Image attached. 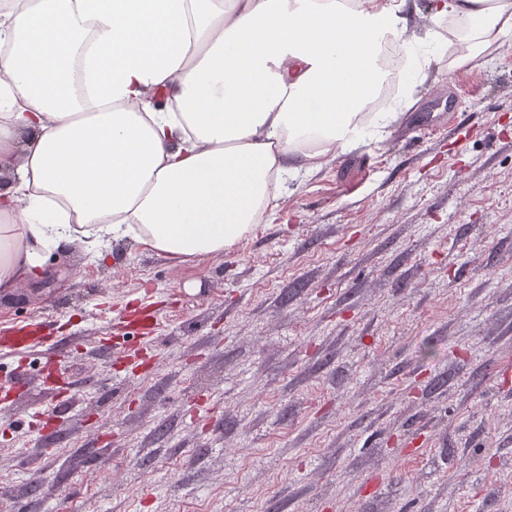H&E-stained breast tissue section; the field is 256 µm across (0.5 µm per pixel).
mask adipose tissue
I'll return each mask as SVG.
<instances>
[{
    "label": "adipose tissue",
    "mask_w": 512,
    "mask_h": 512,
    "mask_svg": "<svg viewBox=\"0 0 512 512\" xmlns=\"http://www.w3.org/2000/svg\"><path fill=\"white\" fill-rule=\"evenodd\" d=\"M414 0H0V293L92 239L179 263L274 214L284 176L383 137L363 111L393 41L416 69ZM448 69L512 34V0H436ZM166 96L154 110L144 93Z\"/></svg>",
    "instance_id": "obj_1"
}]
</instances>
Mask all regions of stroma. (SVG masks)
<instances>
[{
    "label": "stroma",
    "instance_id": "obj_1",
    "mask_svg": "<svg viewBox=\"0 0 512 512\" xmlns=\"http://www.w3.org/2000/svg\"><path fill=\"white\" fill-rule=\"evenodd\" d=\"M426 50L385 138L286 180L224 255L76 244L61 280L0 294V336L47 337L0 351L1 385L27 374L0 512H512V37L451 76ZM452 95L455 139L413 130ZM149 289L172 306L134 365L116 313ZM64 342L61 395L40 371Z\"/></svg>",
    "mask_w": 512,
    "mask_h": 512
}]
</instances>
